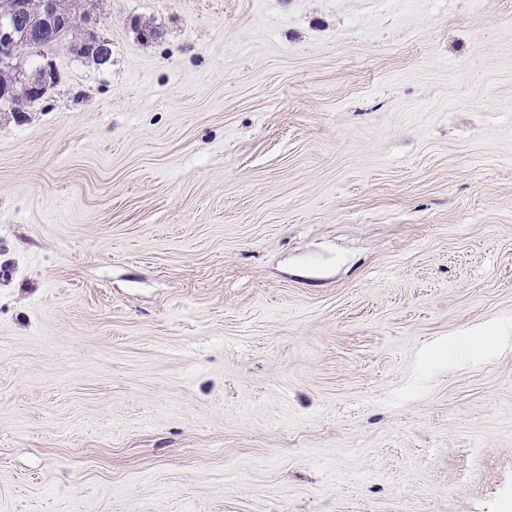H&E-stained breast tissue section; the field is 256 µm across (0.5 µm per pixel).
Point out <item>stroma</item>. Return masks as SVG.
<instances>
[{"label": "stroma", "instance_id": "obj_1", "mask_svg": "<svg viewBox=\"0 0 512 512\" xmlns=\"http://www.w3.org/2000/svg\"><path fill=\"white\" fill-rule=\"evenodd\" d=\"M88 7L0 110V512H512V0Z\"/></svg>", "mask_w": 512, "mask_h": 512}]
</instances>
